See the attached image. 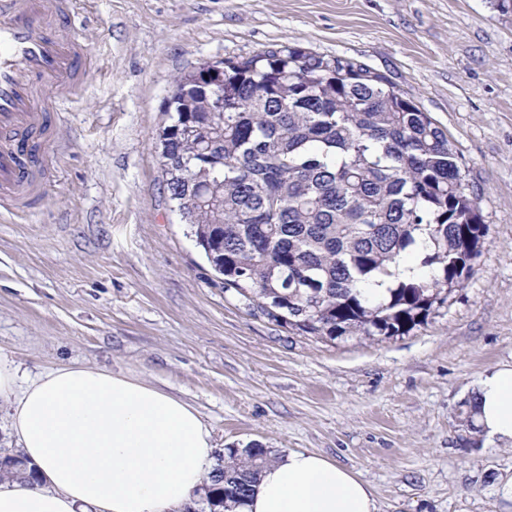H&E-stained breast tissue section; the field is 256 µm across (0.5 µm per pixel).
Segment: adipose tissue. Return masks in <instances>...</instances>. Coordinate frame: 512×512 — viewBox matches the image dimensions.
Masks as SVG:
<instances>
[{
	"mask_svg": "<svg viewBox=\"0 0 512 512\" xmlns=\"http://www.w3.org/2000/svg\"><path fill=\"white\" fill-rule=\"evenodd\" d=\"M0 355V402L32 484L0 482V512H184L215 463L199 411L137 378L96 368L57 369L19 387ZM476 423L512 445V362L475 387ZM241 512H378L371 486L323 454L288 450L263 470Z\"/></svg>",
	"mask_w": 512,
	"mask_h": 512,
	"instance_id": "obj_1",
	"label": "adipose tissue"
}]
</instances>
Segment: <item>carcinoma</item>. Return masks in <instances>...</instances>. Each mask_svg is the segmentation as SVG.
<instances>
[{
	"mask_svg": "<svg viewBox=\"0 0 512 512\" xmlns=\"http://www.w3.org/2000/svg\"><path fill=\"white\" fill-rule=\"evenodd\" d=\"M169 97L168 201L226 290L331 340L411 332L463 287L488 227L447 133L368 66L278 44L224 60V111ZM420 257L403 277L400 260ZM272 455L217 453L200 512H235ZM26 474L18 455L0 477Z\"/></svg>",
	"mask_w": 512,
	"mask_h": 512,
	"instance_id": "obj_1",
	"label": "carcinoma"
}]
</instances>
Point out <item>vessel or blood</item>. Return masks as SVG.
<instances>
[{
  "instance_id": "vessel-or-blood-1",
  "label": "vessel or blood",
  "mask_w": 512,
  "mask_h": 512,
  "mask_svg": "<svg viewBox=\"0 0 512 512\" xmlns=\"http://www.w3.org/2000/svg\"><path fill=\"white\" fill-rule=\"evenodd\" d=\"M71 0H0V207L24 206L35 194L32 173L48 115L34 104L50 91L53 106L69 101L84 46L66 17Z\"/></svg>"
}]
</instances>
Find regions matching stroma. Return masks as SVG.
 <instances>
[{
  "instance_id": "obj_1",
  "label": "stroma",
  "mask_w": 512,
  "mask_h": 512,
  "mask_svg": "<svg viewBox=\"0 0 512 512\" xmlns=\"http://www.w3.org/2000/svg\"><path fill=\"white\" fill-rule=\"evenodd\" d=\"M89 71L51 115L26 211L0 214V354L24 380L87 366L194 406L217 448L323 454L378 512H505L512 446L463 425L512 361V12L497 0H77ZM366 64L443 128L489 232L465 287L410 333L303 334L211 270L166 200L174 79L276 44Z\"/></svg>"
}]
</instances>
